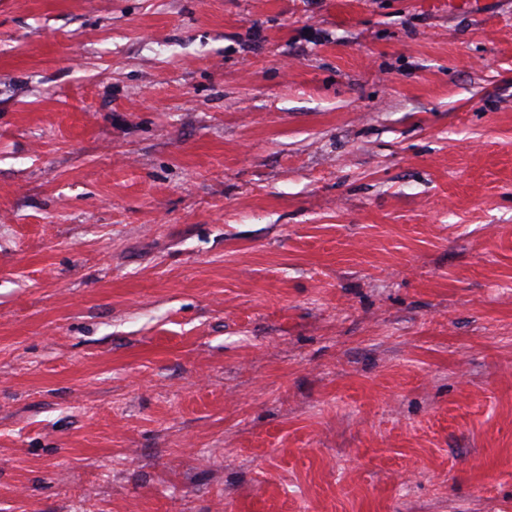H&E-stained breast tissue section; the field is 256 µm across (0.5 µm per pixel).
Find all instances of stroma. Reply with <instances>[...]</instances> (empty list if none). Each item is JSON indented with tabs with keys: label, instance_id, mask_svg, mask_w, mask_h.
I'll list each match as a JSON object with an SVG mask.
<instances>
[{
	"label": "stroma",
	"instance_id": "stroma-1",
	"mask_svg": "<svg viewBox=\"0 0 512 512\" xmlns=\"http://www.w3.org/2000/svg\"><path fill=\"white\" fill-rule=\"evenodd\" d=\"M0 512H512V0H0Z\"/></svg>",
	"mask_w": 512,
	"mask_h": 512
}]
</instances>
